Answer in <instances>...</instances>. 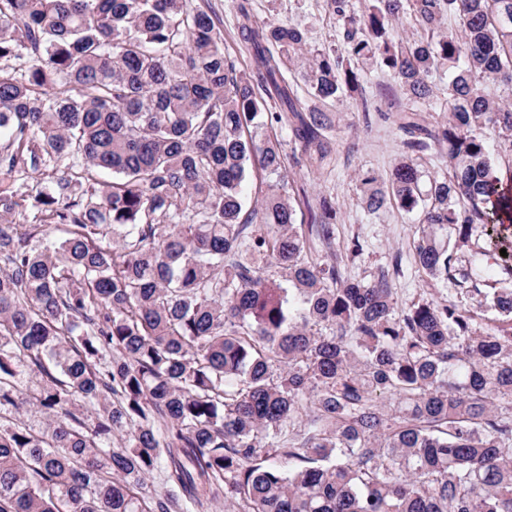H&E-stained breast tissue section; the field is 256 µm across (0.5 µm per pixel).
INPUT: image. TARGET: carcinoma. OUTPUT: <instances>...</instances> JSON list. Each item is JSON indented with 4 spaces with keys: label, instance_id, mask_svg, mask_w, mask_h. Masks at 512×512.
Here are the masks:
<instances>
[{
    "label": "carcinoma",
    "instance_id": "carcinoma-1",
    "mask_svg": "<svg viewBox=\"0 0 512 512\" xmlns=\"http://www.w3.org/2000/svg\"><path fill=\"white\" fill-rule=\"evenodd\" d=\"M246 2L249 71L190 0H0V512H512V179L484 135L512 151V102L486 93L512 91V0H327L345 56ZM407 15L412 40L393 33ZM361 63L408 101L366 209L420 214L428 279H495L490 333L452 302L399 313L389 270L313 256L336 208L289 193L286 146L330 165V105L368 112ZM427 153L444 176L424 179ZM157 469L175 492L146 497ZM432 85L434 86V98H433V107L436 112H426L429 116V120L434 121H442L444 117L447 115L446 110L444 109L445 101L448 98V74L445 71L438 72L430 78ZM442 104V106H441Z\"/></svg>",
    "mask_w": 512,
    "mask_h": 512
}]
</instances>
